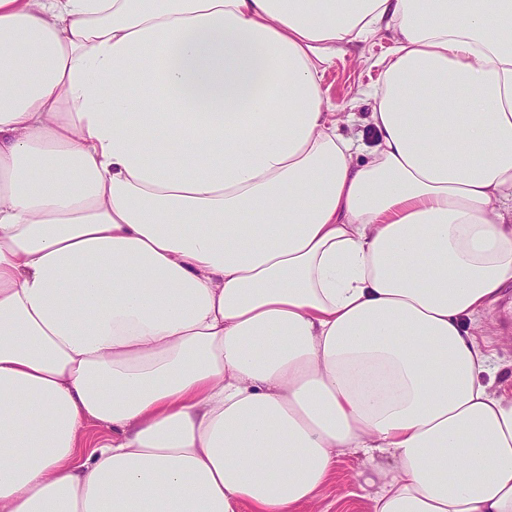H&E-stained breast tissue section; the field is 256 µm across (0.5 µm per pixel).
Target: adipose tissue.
<instances>
[{"label":"adipose tissue","mask_w":512,"mask_h":512,"mask_svg":"<svg viewBox=\"0 0 512 512\" xmlns=\"http://www.w3.org/2000/svg\"><path fill=\"white\" fill-rule=\"evenodd\" d=\"M512 0H0V512H512ZM390 32L370 112L323 90ZM371 142L355 138L356 124ZM97 422L106 436L87 442ZM501 297L480 314L482 336L491 340L496 362L501 367L498 383L509 384L512 377V283L501 289ZM392 468L388 456L370 458L361 452L343 450L336 456L332 479L313 502L298 512H374L375 492Z\"/></svg>","instance_id":"adipose-tissue-1"}]
</instances>
